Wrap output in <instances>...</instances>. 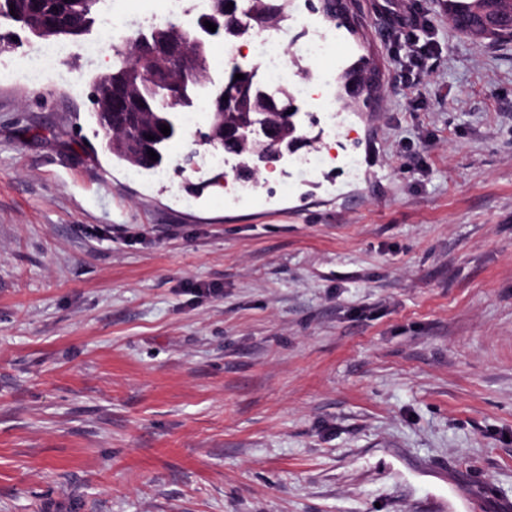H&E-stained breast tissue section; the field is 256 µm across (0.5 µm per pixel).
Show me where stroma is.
Segmentation results:
<instances>
[{
	"instance_id": "stroma-1",
	"label": "stroma",
	"mask_w": 512,
	"mask_h": 512,
	"mask_svg": "<svg viewBox=\"0 0 512 512\" xmlns=\"http://www.w3.org/2000/svg\"><path fill=\"white\" fill-rule=\"evenodd\" d=\"M354 7L356 172L324 117L314 172L241 197L183 162L208 112L140 171L87 98L107 58L0 57V512H512V43ZM399 32L405 43L409 46L410 51L414 53H424L432 45V37L430 22L425 19L419 22L418 16L411 13L410 18L398 16ZM70 47L59 42H42L26 47L23 54L17 58V66L26 72L31 81H39L57 58L65 55ZM341 78L346 80L345 88L347 86L349 88L350 84L354 83L361 92L362 86L365 98H369L381 83L379 73L375 68L347 70Z\"/></svg>"
}]
</instances>
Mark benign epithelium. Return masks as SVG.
Segmentation results:
<instances>
[{
  "instance_id": "obj_1",
  "label": "benign epithelium",
  "mask_w": 512,
  "mask_h": 512,
  "mask_svg": "<svg viewBox=\"0 0 512 512\" xmlns=\"http://www.w3.org/2000/svg\"><path fill=\"white\" fill-rule=\"evenodd\" d=\"M209 21L217 25L212 32L204 26ZM222 35L228 41L243 37V29L235 20L222 12L202 16L187 27L177 26L167 39L158 41L144 34L139 35L133 42L135 53L148 60L158 63V67L149 73H139V81L125 80L119 76L112 78V74L104 75V81L94 82L90 87L89 100L98 113H103L110 122H115L114 112L123 113L120 120L121 128L137 127L141 138L143 151L153 148L155 140L160 138V132L152 125L146 123L136 111L127 108L126 95L133 92L137 85H146L150 80L164 81L173 85L170 103L178 105L189 94L210 97L213 102L225 111L231 110L240 101L246 99L252 90L254 79L248 75L237 82L230 84L227 80H216L211 75L200 76L199 52L211 38ZM153 139H148V136ZM248 140L253 147L264 156L279 157L284 150L279 147L277 126L269 117L256 118L242 129L235 126H226L219 123L210 126L204 132H199V141L203 145L213 146L216 149L239 140Z\"/></svg>"
}]
</instances>
